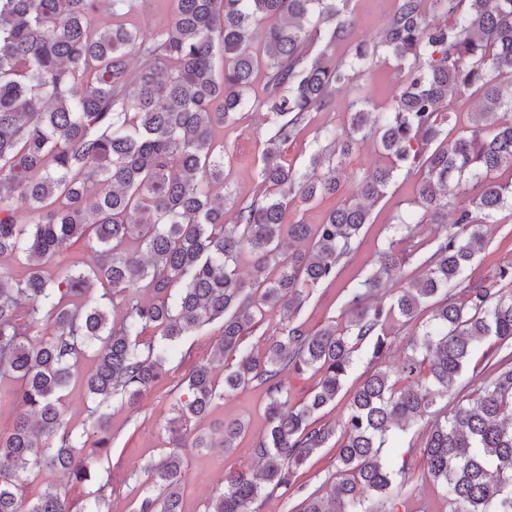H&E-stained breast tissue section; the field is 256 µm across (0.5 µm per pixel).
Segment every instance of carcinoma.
<instances>
[{"label": "carcinoma", "instance_id": "carcinoma-1", "mask_svg": "<svg viewBox=\"0 0 512 512\" xmlns=\"http://www.w3.org/2000/svg\"><path fill=\"white\" fill-rule=\"evenodd\" d=\"M138 2L109 0L103 23L99 0H0V259L24 265L20 278L0 271V376L19 382L21 407L0 434V512H110L107 479L82 508L51 489L29 498L26 488L45 469L91 480L90 460L110 449L111 401L136 407L178 343L216 320L224 382L204 362L181 381L168 448L146 467L134 512H183L185 448H233L244 432L224 422L188 445L191 424L253 384L268 400L266 432L251 448L262 470L224 473L205 512H253L258 499L287 495L335 437L321 413L362 357L370 368L342 424L330 494L304 497L295 512H401L419 479L440 485L448 512H512V264L490 282L467 275L487 246L480 225L512 205V0H396L386 25L359 42L352 0H165L171 22L149 33L127 24ZM382 54L396 60L402 90L392 109L374 112L365 78ZM259 74L263 93L253 98ZM343 89L354 94L348 128L323 131L325 144L295 169L282 147ZM472 98L470 125L433 147ZM248 106L265 110L271 129L260 192L243 200L216 191L228 159L217 132ZM367 138L386 164L345 176V159ZM417 167L413 216L398 219L401 238L351 289L345 323L311 331L294 321L358 249L396 173ZM347 178L353 197L321 223H284L290 206L334 195ZM450 214L422 275L403 281L402 243ZM78 241L91 257L60 263ZM245 252L252 282L238 271ZM97 281L106 292L92 300ZM395 285L391 301L376 299ZM425 304L431 323L391 369L392 327ZM274 306L287 322L262 348H245L246 331ZM149 329L160 340L140 341ZM490 339L489 374L459 387ZM96 343L94 368L80 372ZM307 371L320 374L317 386L292 405L288 375ZM76 380L91 402L90 447L65 415ZM419 421L423 470L413 476L414 448L400 451L399 433Z\"/></svg>", "mask_w": 512, "mask_h": 512}]
</instances>
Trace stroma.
<instances>
[{"mask_svg":"<svg viewBox=\"0 0 512 512\" xmlns=\"http://www.w3.org/2000/svg\"><path fill=\"white\" fill-rule=\"evenodd\" d=\"M367 92L377 109L394 105L399 90L398 69L394 60H380L367 81ZM352 96L336 93L332 107L324 112L311 113L303 132L283 148V159L296 167L304 166L316 149L315 137L324 128L343 129L350 119ZM269 134V124L263 115L248 109L243 111L234 128L224 133V143L230 161L225 176L238 198L249 199L259 191L256 177L258 158ZM417 176L398 177L386 196L372 208L369 224L365 225L362 244L341 269L334 283L317 286L297 314V319L315 330L344 319L347 300L345 289L359 272L369 271L372 260L391 235L390 227L398 215L410 210L415 198ZM488 245L474 261L475 279H494L503 266L512 263V208L495 213L484 228ZM220 334L219 323L204 326L185 338L178 346L179 358L170 363L167 376L159 380L142 397L137 408H129L121 399L111 403L112 447L107 456L95 460L97 471L110 477L111 512H134L148 477L145 466L157 459L165 438L164 427L172 415L179 394L178 385L191 367L213 357V342ZM267 398L261 388L248 386L212 406L206 424L238 420L245 426L244 435L236 447L229 449H188L187 476L183 486L184 512H204L219 479L224 472L253 467L250 450L265 431ZM336 473V450L326 448L311 457L298 472L297 482L303 491L287 498L271 497L262 502L260 512H294L301 494L325 495Z\"/></svg>","mask_w":512,"mask_h":512,"instance_id":"35a3bbf8","label":"stroma"}]
</instances>
